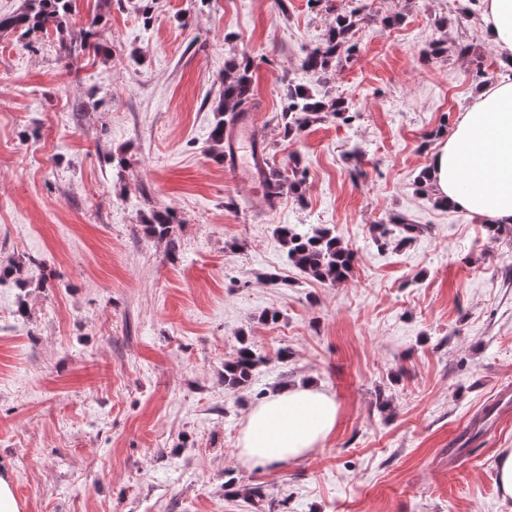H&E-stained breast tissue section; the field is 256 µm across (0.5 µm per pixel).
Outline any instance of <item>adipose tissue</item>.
<instances>
[{
  "mask_svg": "<svg viewBox=\"0 0 512 512\" xmlns=\"http://www.w3.org/2000/svg\"><path fill=\"white\" fill-rule=\"evenodd\" d=\"M481 27L512 61V0H475ZM430 188L489 224H512V81L483 89L461 113L452 136L432 153ZM339 407L314 383L270 392L249 411L237 456L245 465H274L312 453L335 430Z\"/></svg>",
  "mask_w": 512,
  "mask_h": 512,
  "instance_id": "obj_1",
  "label": "adipose tissue"
}]
</instances>
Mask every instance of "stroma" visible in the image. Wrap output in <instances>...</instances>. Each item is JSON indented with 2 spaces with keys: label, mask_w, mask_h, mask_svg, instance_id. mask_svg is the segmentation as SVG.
Here are the masks:
<instances>
[{
  "label": "stroma",
  "mask_w": 512,
  "mask_h": 512,
  "mask_svg": "<svg viewBox=\"0 0 512 512\" xmlns=\"http://www.w3.org/2000/svg\"><path fill=\"white\" fill-rule=\"evenodd\" d=\"M462 8L80 0L71 24L98 23L106 57L0 31V263L23 262L31 282L0 286V470L20 512H512L496 474L512 417L460 443L512 398V224L490 239L417 184L436 131L452 136L483 85L512 80ZM353 9L356 50L324 89L354 119L283 139L271 116L289 84L314 85L303 57ZM439 39L446 52L428 55ZM246 55L254 128L276 166L300 154L305 201L269 207L210 154L219 75ZM153 208L176 215L174 243L142 232ZM396 214L415 239L399 245L394 226L380 246ZM279 224L334 226L352 277L288 264ZM242 335L268 364L234 392L224 363ZM306 379L336 399L333 434L305 458L242 465L250 408Z\"/></svg>",
  "instance_id": "obj_1"
}]
</instances>
